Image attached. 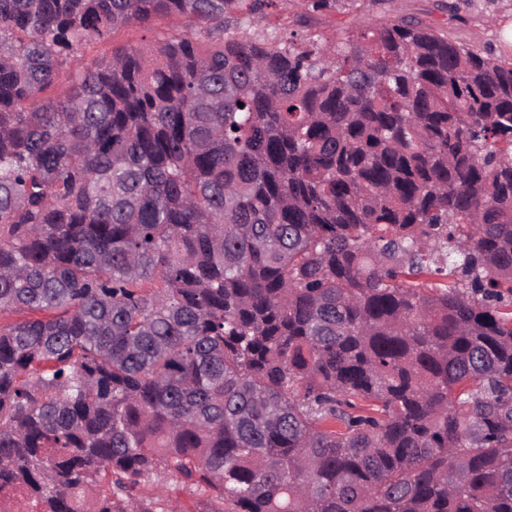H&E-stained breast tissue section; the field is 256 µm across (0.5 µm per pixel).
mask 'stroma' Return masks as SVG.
<instances>
[{
	"mask_svg": "<svg viewBox=\"0 0 512 512\" xmlns=\"http://www.w3.org/2000/svg\"><path fill=\"white\" fill-rule=\"evenodd\" d=\"M267 15V20L252 24V34L272 28L284 35L295 33L327 52L335 48L347 23L367 15L384 20L414 15L457 40L498 48L504 26L512 24V0H356L353 8L336 13L310 11L308 0H274ZM303 15L308 22L302 26L298 20Z\"/></svg>",
	"mask_w": 512,
	"mask_h": 512,
	"instance_id": "1",
	"label": "stroma"
}]
</instances>
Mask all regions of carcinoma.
Wrapping results in <instances>:
<instances>
[{
	"label": "carcinoma",
	"mask_w": 512,
	"mask_h": 512,
	"mask_svg": "<svg viewBox=\"0 0 512 512\" xmlns=\"http://www.w3.org/2000/svg\"><path fill=\"white\" fill-rule=\"evenodd\" d=\"M270 2L0 0V512H512V58ZM146 37V39H151L154 36L153 31H146L144 27H141L137 24L126 27L116 33L111 41L106 43L99 44H89L81 53L74 58L69 65V69L71 71H75L77 67H79L82 62H86L89 59H92L94 56L100 53H110L113 47H121V46H136L141 43L142 37ZM141 494L152 496H172L178 497L188 512L201 508V503L205 499L202 491L192 487L182 486L172 476H158L146 479L141 485Z\"/></svg>",
	"instance_id": "cac0c4a2"
}]
</instances>
